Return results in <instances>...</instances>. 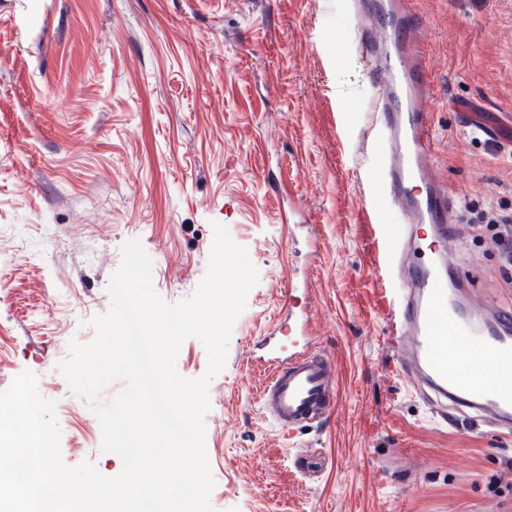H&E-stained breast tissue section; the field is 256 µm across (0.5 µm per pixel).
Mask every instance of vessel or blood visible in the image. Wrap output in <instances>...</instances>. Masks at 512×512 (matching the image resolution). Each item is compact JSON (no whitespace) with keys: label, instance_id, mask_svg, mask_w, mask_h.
Segmentation results:
<instances>
[{"label":"vessel or blood","instance_id":"1","mask_svg":"<svg viewBox=\"0 0 512 512\" xmlns=\"http://www.w3.org/2000/svg\"><path fill=\"white\" fill-rule=\"evenodd\" d=\"M422 26L407 0L371 9L356 50L373 75L382 201H366L358 223L367 229V255L391 290L390 324L402 375L437 402L512 427V306L463 301L459 272L448 254L455 204L430 172L433 125L430 70L420 55ZM464 128L512 147V120L485 102L453 104ZM293 286L282 291L286 317L261 345L269 377L261 389L263 415L292 430L327 418L337 407V368L302 349L308 314L292 310Z\"/></svg>","mask_w":512,"mask_h":512}]
</instances>
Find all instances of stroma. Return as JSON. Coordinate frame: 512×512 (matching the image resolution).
Segmentation results:
<instances>
[{
    "label": "stroma",
    "instance_id": "35a3bbf8",
    "mask_svg": "<svg viewBox=\"0 0 512 512\" xmlns=\"http://www.w3.org/2000/svg\"><path fill=\"white\" fill-rule=\"evenodd\" d=\"M348 0H0V389L29 370L58 399L62 458L122 469L90 406L56 371L121 247L139 241L174 304L204 277L212 225L259 271L204 417L216 512H512V432L440 413L397 366L386 282L356 213L378 161L371 83ZM431 68L432 171L456 203L459 275L512 302L501 260L468 225L512 215V151L461 127L450 103L512 114V0H410ZM311 310L336 363L335 412L284 433L257 403L250 356L281 316Z\"/></svg>",
    "mask_w": 512,
    "mask_h": 512
}]
</instances>
